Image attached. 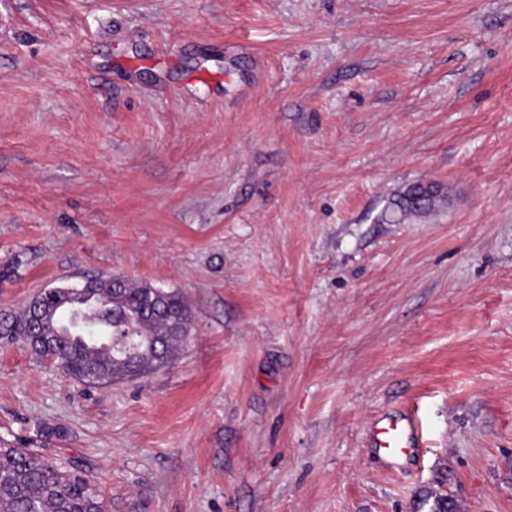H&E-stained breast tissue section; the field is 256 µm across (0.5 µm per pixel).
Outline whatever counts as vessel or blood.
<instances>
[{
    "label": "vessel or blood",
    "mask_w": 512,
    "mask_h": 512,
    "mask_svg": "<svg viewBox=\"0 0 512 512\" xmlns=\"http://www.w3.org/2000/svg\"><path fill=\"white\" fill-rule=\"evenodd\" d=\"M423 430L411 410L387 413L378 417L369 435L372 448L391 464L415 455L422 444Z\"/></svg>",
    "instance_id": "1"
}]
</instances>
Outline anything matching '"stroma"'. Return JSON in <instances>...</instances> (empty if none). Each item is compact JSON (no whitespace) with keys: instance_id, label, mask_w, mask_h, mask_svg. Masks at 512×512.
<instances>
[{"instance_id":"stroma-1","label":"stroma","mask_w":512,"mask_h":512,"mask_svg":"<svg viewBox=\"0 0 512 512\" xmlns=\"http://www.w3.org/2000/svg\"><path fill=\"white\" fill-rule=\"evenodd\" d=\"M7 265L0 315L98 276L191 311L106 384L0 339V448L106 512H512V0H0ZM438 200V190H431V186L421 184L412 185L391 202V212L399 214L401 219L409 216L424 217L435 210ZM423 430L411 410L387 413L378 417L369 435L372 448L387 462L398 465L421 448ZM382 454V455H381ZM428 508L427 512H461V506L452 497L441 491L426 488L422 490L416 499V511Z\"/></svg>"}]
</instances>
